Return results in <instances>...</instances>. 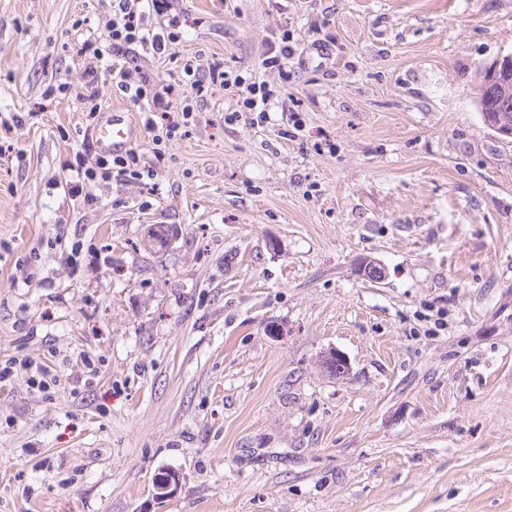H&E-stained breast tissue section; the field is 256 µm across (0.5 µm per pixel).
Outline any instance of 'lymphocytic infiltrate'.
Wrapping results in <instances>:
<instances>
[{"label":"lymphocytic infiltrate","mask_w":512,"mask_h":512,"mask_svg":"<svg viewBox=\"0 0 512 512\" xmlns=\"http://www.w3.org/2000/svg\"><path fill=\"white\" fill-rule=\"evenodd\" d=\"M168 0H111V13L104 25L101 42H90L84 47L91 63L87 68L88 79L77 99L84 111L97 116L101 110L98 102L97 65L117 48L135 49L157 56L175 57V48L181 41L179 32L155 26L151 13L168 8ZM112 87L118 94L138 107L143 114V128L154 146L171 141L181 129L198 121L195 99L202 97L211 85L233 86L242 100L245 113L251 122L267 123L273 91L269 85L228 71L223 67L205 65L202 59L189 60L181 67L177 82L164 84L152 73L129 63H112L108 67ZM168 113L166 123H158L154 115ZM64 168L69 174L72 194L91 199L97 183L115 179L120 182L141 183L152 179L154 171L147 166L137 148L112 155H102L95 164H87L81 153L67 158Z\"/></svg>","instance_id":"lymphocytic-infiltrate-1"}]
</instances>
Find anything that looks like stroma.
<instances>
[{
    "mask_svg": "<svg viewBox=\"0 0 512 512\" xmlns=\"http://www.w3.org/2000/svg\"><path fill=\"white\" fill-rule=\"evenodd\" d=\"M110 10L0 0V362L59 377L0 384V512H512V144L476 105L512 0H172L154 24L277 89L270 119L208 87L137 141L152 180L86 202L62 163L97 157L75 93ZM292 51L288 45L277 46L271 42L264 53L263 66L265 69H276L278 74L288 80V60L291 59ZM19 371H24L28 375L31 388L37 389L39 392H48L51 389L50 384L56 386L51 366L46 361H37L31 357L20 360L11 358L4 365L1 363L0 384L9 381Z\"/></svg>",
    "mask_w": 512,
    "mask_h": 512,
    "instance_id": "obj_1",
    "label": "stroma"
}]
</instances>
